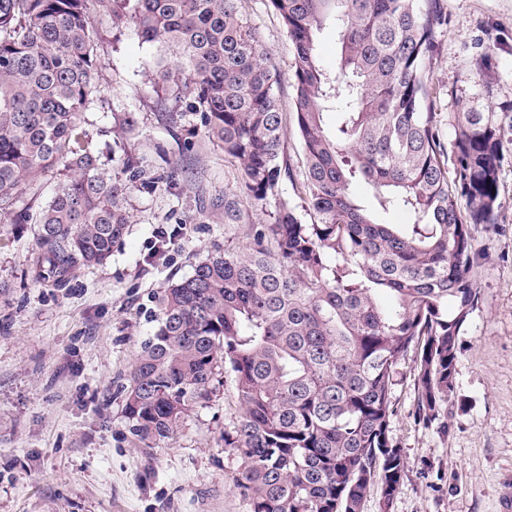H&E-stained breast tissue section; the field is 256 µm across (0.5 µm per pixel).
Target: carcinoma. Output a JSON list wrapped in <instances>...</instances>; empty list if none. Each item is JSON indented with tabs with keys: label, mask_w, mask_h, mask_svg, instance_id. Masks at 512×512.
<instances>
[{
	"label": "carcinoma",
	"mask_w": 512,
	"mask_h": 512,
	"mask_svg": "<svg viewBox=\"0 0 512 512\" xmlns=\"http://www.w3.org/2000/svg\"><path fill=\"white\" fill-rule=\"evenodd\" d=\"M89 2L0 0V220L36 224V277L59 287L107 263L133 223L132 190L155 187L126 149L87 145L104 103ZM97 2L116 31L132 24L174 47L178 60L153 78L173 97L171 122L197 116L240 165V192L276 203L244 247L214 248L158 297L123 387L129 432L146 446L173 438L227 377L240 419L224 452L252 512H363L374 492L389 508L405 474L393 387L411 380L418 420L444 416L479 301L472 227L495 223L504 160L488 113L459 112L454 138L440 136L427 66L448 27L441 0H271L293 52L309 223L282 198L279 74L237 0ZM328 22L333 73L316 53ZM112 119L124 132L139 124L133 112ZM45 175L51 198L18 206ZM359 180L374 189L371 209L350 192ZM393 209L412 222L377 220Z\"/></svg>",
	"instance_id": "1"
}]
</instances>
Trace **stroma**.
I'll return each mask as SVG.
<instances>
[{
  "mask_svg": "<svg viewBox=\"0 0 512 512\" xmlns=\"http://www.w3.org/2000/svg\"><path fill=\"white\" fill-rule=\"evenodd\" d=\"M280 72L276 87L293 174L284 198L301 206L302 155L294 121L293 54L270 0H238ZM448 30L428 73L444 139L460 112L495 113L505 159L494 227L474 230L480 298L458 340L447 413L414 417L411 381L393 389L392 442L406 468L389 512H512V0H445ZM98 86L110 105L92 115L89 146L112 142V115L134 112L127 144L147 177L169 184L131 193L134 222L103 266L76 270L66 287L29 272L31 224L0 223V512H251L231 490L239 466L224 430L239 416L232 384L194 407L171 440L145 448L130 435L122 385L159 313L157 297L188 276L214 246L241 247L268 210L241 199L235 219L224 197L242 173L189 115L169 123L152 87L158 64L175 57L145 43L134 26L113 40L108 13ZM182 227L160 243L159 227Z\"/></svg>",
  "mask_w": 512,
  "mask_h": 512,
  "instance_id": "1",
  "label": "stroma"
}]
</instances>
